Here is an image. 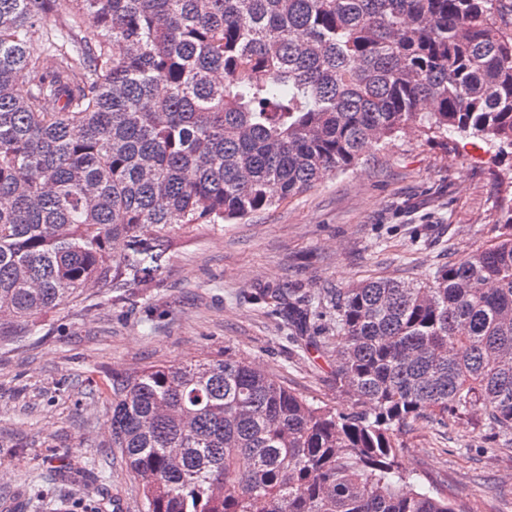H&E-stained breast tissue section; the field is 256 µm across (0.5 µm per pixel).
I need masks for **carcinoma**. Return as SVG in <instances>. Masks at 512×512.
<instances>
[{"label": "carcinoma", "instance_id": "carcinoma-1", "mask_svg": "<svg viewBox=\"0 0 512 512\" xmlns=\"http://www.w3.org/2000/svg\"><path fill=\"white\" fill-rule=\"evenodd\" d=\"M495 0H0V344L169 229L235 223L413 127L512 155ZM23 84L25 93L17 92ZM338 411L201 357L112 383L143 512H461L396 457L411 421L512 435V208L419 280L336 289Z\"/></svg>", "mask_w": 512, "mask_h": 512}]
</instances>
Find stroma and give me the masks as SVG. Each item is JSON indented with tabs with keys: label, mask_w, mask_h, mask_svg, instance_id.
I'll use <instances>...</instances> for the list:
<instances>
[{
	"label": "stroma",
	"mask_w": 512,
	"mask_h": 512,
	"mask_svg": "<svg viewBox=\"0 0 512 512\" xmlns=\"http://www.w3.org/2000/svg\"><path fill=\"white\" fill-rule=\"evenodd\" d=\"M512 207V158L481 140L409 131L367 145L358 164L235 224L181 233L148 283L123 296L96 288L0 347V512H142L137 486L109 448L112 381L210 355L259 365L293 391L345 409L336 390L331 290L379 277H425L487 247ZM311 299L303 328L268 291ZM397 456L463 512H512V439L468 414L415 420ZM85 468L80 480L67 468Z\"/></svg>",
	"instance_id": "stroma-1"
}]
</instances>
